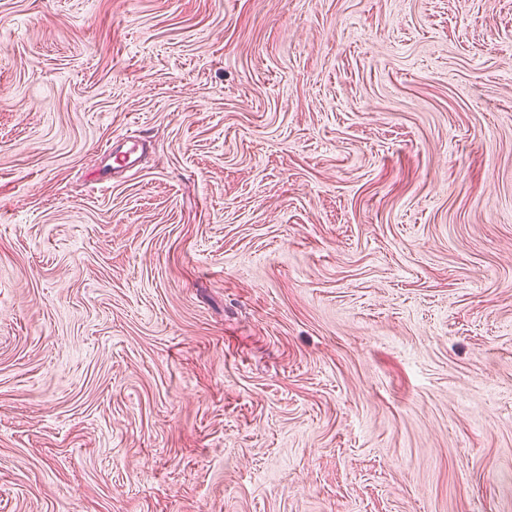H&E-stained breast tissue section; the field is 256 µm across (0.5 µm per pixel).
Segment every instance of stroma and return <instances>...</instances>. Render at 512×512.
I'll return each mask as SVG.
<instances>
[{
  "label": "stroma",
  "instance_id": "1",
  "mask_svg": "<svg viewBox=\"0 0 512 512\" xmlns=\"http://www.w3.org/2000/svg\"><path fill=\"white\" fill-rule=\"evenodd\" d=\"M0 512H512V0H0Z\"/></svg>",
  "mask_w": 512,
  "mask_h": 512
}]
</instances>
